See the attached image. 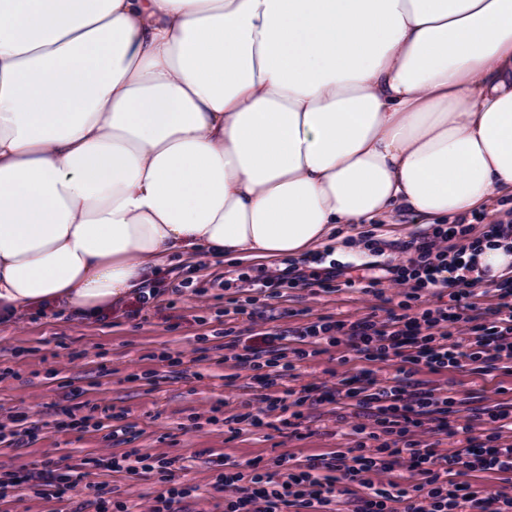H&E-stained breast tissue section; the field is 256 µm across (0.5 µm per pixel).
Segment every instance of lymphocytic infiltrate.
I'll return each instance as SVG.
<instances>
[{
  "instance_id": "lymphocytic-infiltrate-1",
  "label": "lymphocytic infiltrate",
  "mask_w": 512,
  "mask_h": 512,
  "mask_svg": "<svg viewBox=\"0 0 512 512\" xmlns=\"http://www.w3.org/2000/svg\"><path fill=\"white\" fill-rule=\"evenodd\" d=\"M473 230L464 217L430 225L409 242L407 260L395 265L377 262L381 250L372 246L367 267L374 275L364 285L352 277V264L336 261L317 270L291 262L256 279L272 297L286 288L332 293L361 286L370 293L386 284L399 302L381 315L322 317L289 333L268 334L264 346H243L233 359L254 381L276 386L297 362L315 356L322 342L344 340L354 359L397 362L399 375L383 383L365 369L334 387L303 386L297 405L353 399L370 425L356 426L351 448L297 461L279 456L251 464L247 475L239 463L225 460L215 484L225 494L224 512H326L344 495L352 512H512V492L490 493L456 480L463 469L512 475V444L502 443L500 434L512 412L437 396L415 379L421 370L439 373L466 360L483 375L512 364V277L501 280L486 305L476 274L482 246L512 240V220L487 224L478 236ZM440 288L450 289V304L425 299V292ZM435 432L457 439V446L437 448L428 440ZM399 469L407 472L403 481L378 486L372 480Z\"/></svg>"
}]
</instances>
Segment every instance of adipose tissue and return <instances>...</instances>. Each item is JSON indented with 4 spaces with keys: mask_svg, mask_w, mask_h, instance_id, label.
I'll use <instances>...</instances> for the list:
<instances>
[{
    "mask_svg": "<svg viewBox=\"0 0 512 512\" xmlns=\"http://www.w3.org/2000/svg\"><path fill=\"white\" fill-rule=\"evenodd\" d=\"M512 194V0H0V317Z\"/></svg>",
    "mask_w": 512,
    "mask_h": 512,
    "instance_id": "adipose-tissue-1",
    "label": "adipose tissue"
}]
</instances>
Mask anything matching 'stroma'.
Wrapping results in <instances>:
<instances>
[{
	"label": "stroma",
	"mask_w": 512,
	"mask_h": 512,
	"mask_svg": "<svg viewBox=\"0 0 512 512\" xmlns=\"http://www.w3.org/2000/svg\"><path fill=\"white\" fill-rule=\"evenodd\" d=\"M383 245L384 261L405 260L403 247L421 231L400 211L369 224ZM257 276L265 263L196 254L169 264L159 276L166 289L152 304L126 298L93 319L55 305L30 310L0 323V478H20L0 512H116L123 500L132 512H147L167 484L160 472L131 482L105 461L129 451L152 458L178 455L193 486L183 512H224V496L212 484L225 457L246 463L288 454L298 459L351 447L356 416L336 420V404L301 406L299 429L289 428V413L266 411L265 396H283L254 384L247 371L219 363L224 330L233 340L261 343L265 333L290 330L321 317H358L385 308L393 289L373 295L359 288L316 293L290 288L283 297L256 288L224 289L225 271ZM245 302L242 314L231 300ZM321 352L298 364L292 388L322 381L335 383L358 363H342L347 346L321 344ZM421 378L439 393L477 397L480 405L512 400V368L483 376L470 367ZM264 411L260 428L235 430L229 417L243 410ZM60 472L77 470L100 486V497L80 491L48 497L29 475L42 460Z\"/></svg>",
	"instance_id": "1"
}]
</instances>
